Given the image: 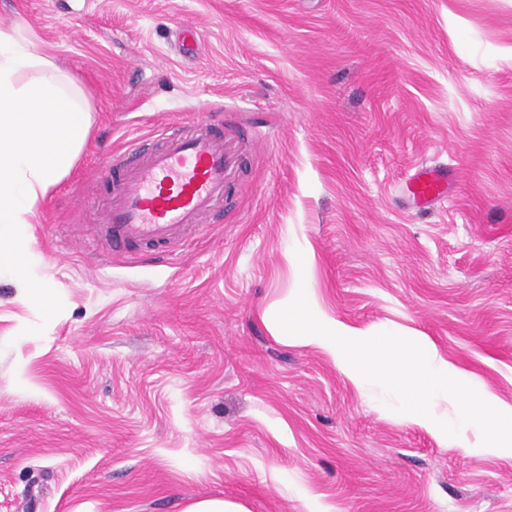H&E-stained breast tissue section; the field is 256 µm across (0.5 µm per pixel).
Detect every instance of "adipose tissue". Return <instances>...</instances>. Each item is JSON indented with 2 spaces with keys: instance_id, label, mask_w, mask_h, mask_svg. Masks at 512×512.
Wrapping results in <instances>:
<instances>
[{
  "instance_id": "ef3b65f1",
  "label": "adipose tissue",
  "mask_w": 512,
  "mask_h": 512,
  "mask_svg": "<svg viewBox=\"0 0 512 512\" xmlns=\"http://www.w3.org/2000/svg\"><path fill=\"white\" fill-rule=\"evenodd\" d=\"M91 127L79 87L48 56L0 31V224L31 223Z\"/></svg>"
}]
</instances>
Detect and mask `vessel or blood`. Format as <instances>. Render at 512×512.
Returning a JSON list of instances; mask_svg holds the SVG:
<instances>
[{"instance_id":"obj_1","label":"vessel or blood","mask_w":512,"mask_h":512,"mask_svg":"<svg viewBox=\"0 0 512 512\" xmlns=\"http://www.w3.org/2000/svg\"><path fill=\"white\" fill-rule=\"evenodd\" d=\"M161 144L146 149L143 138L128 141L110 161L112 202L97 227L108 250L137 247L146 251L181 250L182 232H197L201 219L223 201L241 152L233 134H186L176 125L163 127ZM447 171L422 167L407 185L416 206L439 199L447 190Z\"/></svg>"}]
</instances>
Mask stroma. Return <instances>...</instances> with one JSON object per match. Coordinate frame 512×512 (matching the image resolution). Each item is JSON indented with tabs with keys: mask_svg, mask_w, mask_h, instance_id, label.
Masks as SVG:
<instances>
[{
	"mask_svg": "<svg viewBox=\"0 0 512 512\" xmlns=\"http://www.w3.org/2000/svg\"><path fill=\"white\" fill-rule=\"evenodd\" d=\"M0 29L92 115L0 252V512H512V454L449 449L275 321L305 290L512 404V0H0ZM169 120L236 131L240 168L177 257L103 261L105 159ZM421 165L448 192L419 209ZM184 512H247V510L232 501L221 498H206L192 502Z\"/></svg>",
	"mask_w": 512,
	"mask_h": 512,
	"instance_id": "stroma-1",
	"label": "stroma"
}]
</instances>
